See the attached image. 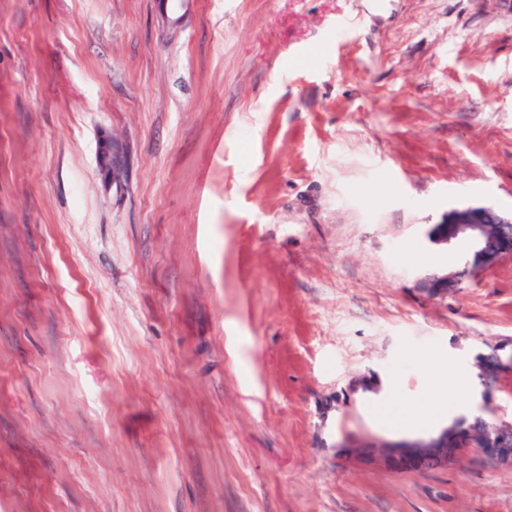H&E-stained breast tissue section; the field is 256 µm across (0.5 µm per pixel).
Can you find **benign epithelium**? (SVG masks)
Wrapping results in <instances>:
<instances>
[{
	"label": "benign epithelium",
	"mask_w": 512,
	"mask_h": 512,
	"mask_svg": "<svg viewBox=\"0 0 512 512\" xmlns=\"http://www.w3.org/2000/svg\"><path fill=\"white\" fill-rule=\"evenodd\" d=\"M97 166L103 181L121 186L125 166L123 145L111 136H104L99 144ZM429 240L443 247L457 242L469 245V255L477 259L479 268L492 266L505 256H512V215H503L489 206H467L445 213L441 221L428 232ZM462 273L439 270L420 279L421 291L430 300L448 298V286L461 284ZM497 357L494 373L484 388V398L492 400L501 390L506 375L512 373V356L504 357L505 345L489 342ZM494 430L481 435L468 428L455 425L435 437L409 441L387 442L380 445H357L350 439L336 444V459L348 462L361 454L374 459L392 471L421 474L454 464L470 448L501 466H512V422L498 420Z\"/></svg>",
	"instance_id": "1"
}]
</instances>
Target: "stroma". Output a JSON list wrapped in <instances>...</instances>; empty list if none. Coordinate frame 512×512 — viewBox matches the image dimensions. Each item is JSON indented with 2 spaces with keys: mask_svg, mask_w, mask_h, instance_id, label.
Masks as SVG:
<instances>
[{
  "mask_svg": "<svg viewBox=\"0 0 512 512\" xmlns=\"http://www.w3.org/2000/svg\"><path fill=\"white\" fill-rule=\"evenodd\" d=\"M463 203L512 211V0H0V512H512L474 448L336 461L451 352L512 419V257L419 290ZM97 166L103 181L121 188V174L125 166L123 145L112 136H104L99 144ZM463 271L439 270L424 275L420 279L422 293L430 300L442 301L448 298V286L459 288ZM486 345L494 350L497 357V366L494 373L490 376V379L485 378L490 385L484 388V398L485 401H490L494 393L501 390L504 377L512 372V351L510 357L505 359L503 352L507 347L506 345L500 342H489Z\"/></svg>",
  "mask_w": 512,
  "mask_h": 512,
  "instance_id": "stroma-1",
  "label": "stroma"
}]
</instances>
